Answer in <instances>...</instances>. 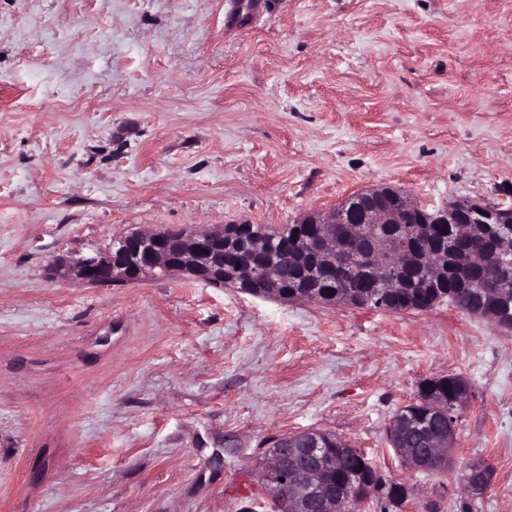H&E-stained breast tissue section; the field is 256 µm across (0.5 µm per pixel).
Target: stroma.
Wrapping results in <instances>:
<instances>
[{
	"mask_svg": "<svg viewBox=\"0 0 512 512\" xmlns=\"http://www.w3.org/2000/svg\"><path fill=\"white\" fill-rule=\"evenodd\" d=\"M226 4L0 0V512H271L269 444L306 431L402 483L398 512H512L492 321L51 277L136 231L292 224L371 186L512 205V0H268L232 35ZM448 375L470 395L432 474L386 429ZM487 464L483 461L472 462L468 467L465 476V488L470 495H479L484 492L489 484L485 478Z\"/></svg>",
	"mask_w": 512,
	"mask_h": 512,
	"instance_id": "obj_1",
	"label": "stroma"
}]
</instances>
